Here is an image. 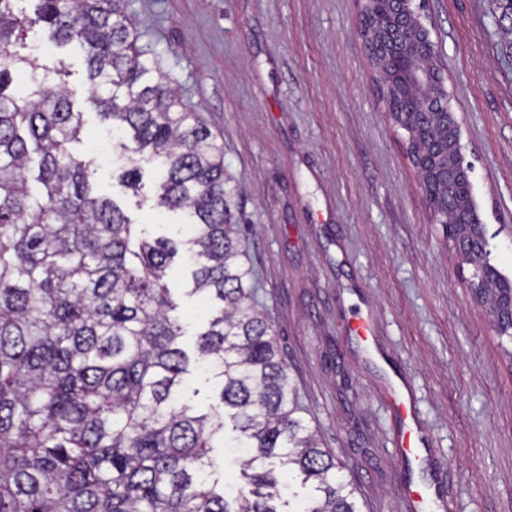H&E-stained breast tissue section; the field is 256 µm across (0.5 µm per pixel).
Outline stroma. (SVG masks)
Wrapping results in <instances>:
<instances>
[{"mask_svg": "<svg viewBox=\"0 0 512 512\" xmlns=\"http://www.w3.org/2000/svg\"><path fill=\"white\" fill-rule=\"evenodd\" d=\"M490 262L512 279V49L493 0H429ZM139 47L207 124L243 185L241 222L259 294L311 426L365 512H410L403 490L433 485L447 512H512V339L466 285L471 273L433 223L404 133L385 112L357 34L355 0H131ZM14 54L64 71L83 114L76 153L95 192L148 234L186 219L155 209L160 174L133 196L111 137L85 102L78 44L35 26ZM181 344L203 313L181 260L169 269ZM374 323L376 352L355 335ZM414 394L427 463H404L389 403L395 370Z\"/></svg>", "mask_w": 512, "mask_h": 512, "instance_id": "stroma-1", "label": "stroma"}]
</instances>
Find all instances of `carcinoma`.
Here are the masks:
<instances>
[{
    "label": "carcinoma",
    "mask_w": 512,
    "mask_h": 512,
    "mask_svg": "<svg viewBox=\"0 0 512 512\" xmlns=\"http://www.w3.org/2000/svg\"><path fill=\"white\" fill-rule=\"evenodd\" d=\"M14 2L0 0V512H361L259 310L241 250L242 184L137 47L128 0H36L32 17ZM495 2L512 35V0ZM39 24L82 48L89 102L125 134L121 184L138 192L141 162L161 163L155 205L189 213L191 235L143 238L95 194L91 162L70 150L82 131L72 91L49 70L18 86L31 63L9 47ZM179 254L209 311L193 359L167 282ZM192 363L220 379L222 410L184 400ZM217 438L246 449L248 489L220 485ZM283 473L304 497L283 501Z\"/></svg>",
    "instance_id": "cac0c4a2"
}]
</instances>
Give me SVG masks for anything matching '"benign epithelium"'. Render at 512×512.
I'll use <instances>...</instances> for the list:
<instances>
[{"instance_id":"benign-epithelium-1","label":"benign epithelium","mask_w":512,"mask_h":512,"mask_svg":"<svg viewBox=\"0 0 512 512\" xmlns=\"http://www.w3.org/2000/svg\"><path fill=\"white\" fill-rule=\"evenodd\" d=\"M358 35L369 56L389 121L405 133L433 223L445 227L472 266L468 286L503 300L486 246L475 231L471 164L464 157L463 121L454 111L427 0H356Z\"/></svg>"}]
</instances>
